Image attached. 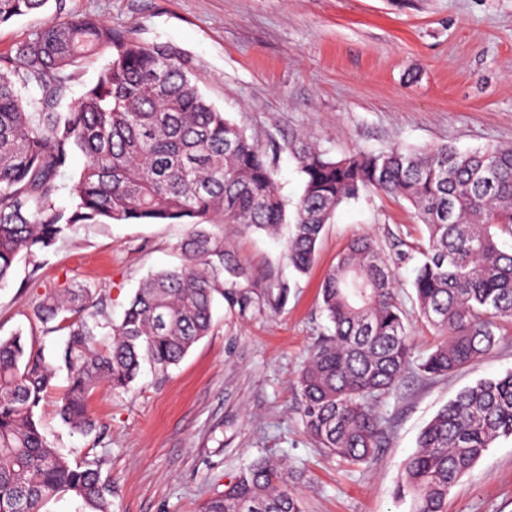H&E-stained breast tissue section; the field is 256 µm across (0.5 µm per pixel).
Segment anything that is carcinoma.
Returning <instances> with one entry per match:
<instances>
[{"instance_id":"obj_1","label":"carcinoma","mask_w":512,"mask_h":512,"mask_svg":"<svg viewBox=\"0 0 512 512\" xmlns=\"http://www.w3.org/2000/svg\"><path fill=\"white\" fill-rule=\"evenodd\" d=\"M49 2L0 0V24ZM104 53L109 61L97 83L59 111L67 71ZM30 83L40 97L22 95L20 86ZM294 148L303 177L287 242L294 270L309 271L340 205L370 190L401 198L428 238L396 256H421L415 303L441 336L420 371L448 375L489 353L498 322L512 319V250L501 245L512 238V148L461 152L442 143L358 150L339 160L304 139ZM77 150L85 164L66 214L55 205L58 177ZM275 164L276 155L206 100L196 62L173 43L146 44L93 16L71 15L0 54V283L21 253L50 248L74 224L189 226L187 263L144 280L111 325L108 346L104 304L89 288H47L35 297L37 322L67 332L54 358L20 332L0 338V512H43L61 494L79 503L78 512H112V486L98 461L71 463L48 443L37 410L63 368L59 417L90 434L97 421L88 400L99 386L128 388L144 361L164 371L210 333L218 285L240 313L253 307L237 290L250 270L208 225L273 234L288 223ZM321 295L332 330L295 380L302 421L327 456L367 463L388 432L375 405L400 390L411 362L395 276L371 236L350 240ZM501 437H512V371L462 390L436 413L403 463L399 495L411 497L412 512H445L450 490ZM302 480L301 471L260 457L203 512H303Z\"/></svg>"}]
</instances>
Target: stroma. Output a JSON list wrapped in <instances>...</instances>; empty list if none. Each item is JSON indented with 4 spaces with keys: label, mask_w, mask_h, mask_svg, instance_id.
Returning <instances> with one entry per match:
<instances>
[{
    "label": "stroma",
    "mask_w": 512,
    "mask_h": 512,
    "mask_svg": "<svg viewBox=\"0 0 512 512\" xmlns=\"http://www.w3.org/2000/svg\"><path fill=\"white\" fill-rule=\"evenodd\" d=\"M92 15L145 42H171L199 64V88L260 145L313 140L333 159L393 145L418 149L512 146V0H62L61 10L0 25V54L54 17ZM185 224H77L37 257L20 258L0 284V336L35 330L32 302L46 288L84 287L119 319L140 281L180 266ZM210 230L250 269L247 315L216 298L213 328L178 365L144 366L125 391L90 398L103 429L64 425L59 374L40 418L52 446L71 461L98 459L112 484L113 512H199L253 459L303 470L305 512H410L397 494L404 460L422 429L455 395L512 371V324L497 347L453 374L422 378L417 365L437 337L419 317L412 264L396 261L393 240L427 230L404 201L375 194L338 207L314 265L288 264L285 239L239 225ZM370 234L395 273L413 339V368L382 407L387 442L369 464L327 457L304 428L293 382L324 335L321 284L347 241ZM288 296L272 306L278 285ZM447 512H512V438L499 439L462 476Z\"/></svg>",
    "instance_id": "35a3bbf8"
}]
</instances>
